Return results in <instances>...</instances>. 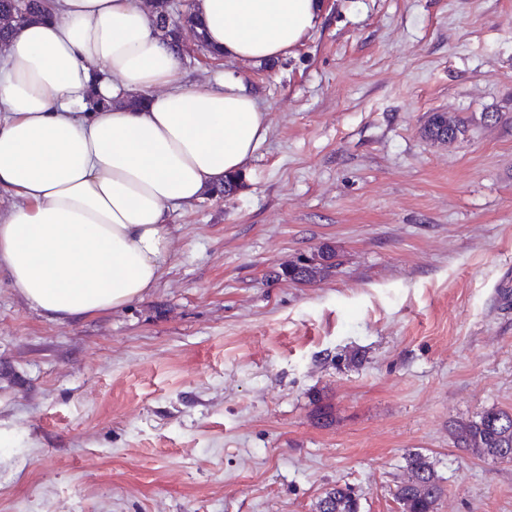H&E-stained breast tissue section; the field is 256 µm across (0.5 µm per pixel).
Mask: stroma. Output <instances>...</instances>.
Wrapping results in <instances>:
<instances>
[{"mask_svg": "<svg viewBox=\"0 0 512 512\" xmlns=\"http://www.w3.org/2000/svg\"><path fill=\"white\" fill-rule=\"evenodd\" d=\"M180 63L269 135L235 194L171 211L141 299L60 324L0 273V512H314L338 483L401 512L415 451L437 512H512V462L452 433L512 409V0H325L281 60L189 34ZM325 244V278L280 277ZM445 112H435L433 113L424 128L425 135L430 139L437 141L439 143L455 141L459 135L464 133L465 129V121L461 118L457 117H448V126L445 125L442 120L443 114ZM452 130L454 136L451 140H448L445 137H448V130ZM406 467L415 481L396 488L394 496L402 512H436L437 502L445 489L434 462L427 454L412 452L406 457Z\"/></svg>", "mask_w": 512, "mask_h": 512, "instance_id": "1", "label": "stroma"}]
</instances>
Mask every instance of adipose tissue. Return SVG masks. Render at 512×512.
Instances as JSON below:
<instances>
[{
	"instance_id": "1",
	"label": "adipose tissue",
	"mask_w": 512,
	"mask_h": 512,
	"mask_svg": "<svg viewBox=\"0 0 512 512\" xmlns=\"http://www.w3.org/2000/svg\"><path fill=\"white\" fill-rule=\"evenodd\" d=\"M211 51L260 65L317 30L323 0H194ZM0 46V270L70 320L156 285L176 206L243 172L269 132L245 90L189 82L143 0H50Z\"/></svg>"
}]
</instances>
